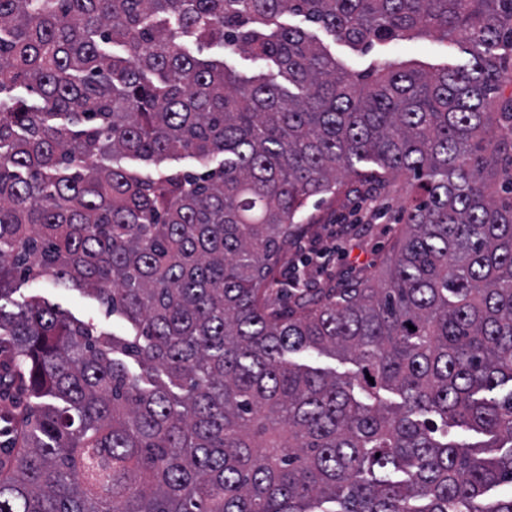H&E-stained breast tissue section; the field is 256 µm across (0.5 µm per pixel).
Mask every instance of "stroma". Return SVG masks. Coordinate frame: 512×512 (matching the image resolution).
<instances>
[{"label": "stroma", "instance_id": "1", "mask_svg": "<svg viewBox=\"0 0 512 512\" xmlns=\"http://www.w3.org/2000/svg\"><path fill=\"white\" fill-rule=\"evenodd\" d=\"M314 34L337 59L357 70L365 68L374 59L401 61L417 58L430 64H463L469 60L462 45L430 39L395 41L375 48L365 57L322 29H315ZM406 187L407 178L400 175L392 180L390 196L375 203L342 194L320 201L311 200L307 206L311 227L293 249L290 262L284 264L283 275L291 276L294 261H301L306 255L311 261L303 264L301 271L314 288L338 283L359 269L381 265L399 229L398 208ZM33 295L73 317L93 323L98 330L118 334L126 331L122 318L112 314L94 298L75 289L54 287L46 279L23 284L13 295L9 310H17Z\"/></svg>", "mask_w": 512, "mask_h": 512}]
</instances>
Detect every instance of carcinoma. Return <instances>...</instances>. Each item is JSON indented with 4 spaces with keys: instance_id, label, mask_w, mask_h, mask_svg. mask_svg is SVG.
<instances>
[{
    "instance_id": "carcinoma-1",
    "label": "carcinoma",
    "mask_w": 512,
    "mask_h": 512,
    "mask_svg": "<svg viewBox=\"0 0 512 512\" xmlns=\"http://www.w3.org/2000/svg\"><path fill=\"white\" fill-rule=\"evenodd\" d=\"M287 15L362 54L436 38L473 62L357 72ZM496 47L512 0H0V388L40 400L5 415L0 512H512ZM398 174L379 274L299 276L276 302L308 201L374 200ZM43 278L130 333L37 297L6 310ZM298 363H305L313 367L325 369L327 371H336L337 374L352 373L356 368L348 362L340 360L331 355H313L308 356L304 353H298L291 358Z\"/></svg>"
}]
</instances>
